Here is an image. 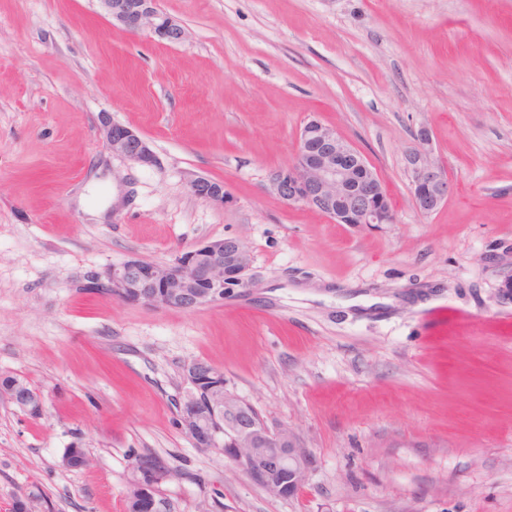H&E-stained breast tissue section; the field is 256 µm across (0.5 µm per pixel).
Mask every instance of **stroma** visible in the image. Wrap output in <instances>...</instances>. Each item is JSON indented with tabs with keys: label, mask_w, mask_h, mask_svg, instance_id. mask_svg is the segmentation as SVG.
<instances>
[{
	"label": "stroma",
	"mask_w": 512,
	"mask_h": 512,
	"mask_svg": "<svg viewBox=\"0 0 512 512\" xmlns=\"http://www.w3.org/2000/svg\"><path fill=\"white\" fill-rule=\"evenodd\" d=\"M187 37L112 25L99 0H0V512H126L131 453L162 456L177 512H512V0H159ZM156 162L113 155L97 117ZM386 187L392 224H337L267 188L305 122ZM453 193L414 201L421 132ZM228 200L193 196L191 177ZM233 236L250 287L196 310L79 288L137 256ZM310 452L269 496L177 424L182 369ZM85 449L89 467L62 463ZM98 131L112 154L141 166L154 164L155 155L148 141L131 127L112 122V116L109 113H102L99 116ZM188 188L193 196L213 204L221 206L227 201L223 181L196 176L189 181ZM9 380L0 381V395L6 397L16 408L31 418H39L44 412L42 393L32 387L27 380L18 376H8Z\"/></svg>",
	"instance_id": "obj_1"
}]
</instances>
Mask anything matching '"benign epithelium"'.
I'll use <instances>...</instances> for the list:
<instances>
[{
    "instance_id": "1",
    "label": "benign epithelium",
    "mask_w": 512,
    "mask_h": 512,
    "mask_svg": "<svg viewBox=\"0 0 512 512\" xmlns=\"http://www.w3.org/2000/svg\"><path fill=\"white\" fill-rule=\"evenodd\" d=\"M112 24L131 33L147 31L169 44L185 39L182 25L164 13L158 0H99ZM99 135L113 154L150 166L155 162L148 141L129 126L98 118ZM406 156L417 208L431 213L448 200L453 186L445 168L424 148ZM364 171L366 175L356 176ZM190 193L224 205V182L197 176ZM268 189L290 204L314 210L337 224H394V213L379 176L362 153L335 129L316 119L300 129L296 153L287 167L272 172ZM252 255L237 237L205 241L175 259L155 263L131 256L118 264L89 272L79 288L92 295L158 309L195 310L224 301L250 286ZM186 393L179 402L181 429L203 451L224 454L233 465L274 497H289L310 480L309 451L291 427H268L244 400L224 391V371L194 360L183 370ZM0 395L32 418L44 412L42 393L27 380L11 376L0 382ZM153 466L139 453L130 455L127 483L143 499L141 512H167V498L144 485V472Z\"/></svg>"
}]
</instances>
